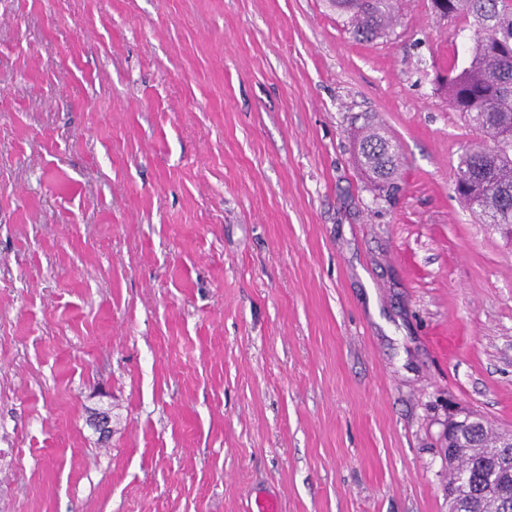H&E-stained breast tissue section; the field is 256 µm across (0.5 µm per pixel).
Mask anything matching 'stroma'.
I'll return each instance as SVG.
<instances>
[{
    "instance_id": "1",
    "label": "stroma",
    "mask_w": 512,
    "mask_h": 512,
    "mask_svg": "<svg viewBox=\"0 0 512 512\" xmlns=\"http://www.w3.org/2000/svg\"><path fill=\"white\" fill-rule=\"evenodd\" d=\"M469 44L430 0L371 42L326 0H0V512H448L449 416L512 428ZM360 157L364 168L384 187L397 171V149L377 127L365 132L360 141Z\"/></svg>"
}]
</instances>
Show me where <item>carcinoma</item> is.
I'll return each instance as SVG.
<instances>
[{
	"mask_svg": "<svg viewBox=\"0 0 512 512\" xmlns=\"http://www.w3.org/2000/svg\"><path fill=\"white\" fill-rule=\"evenodd\" d=\"M399 0H329L359 40L388 35L398 21ZM434 13L462 17L473 29L467 62L448 65L449 106L468 118L490 143L466 150L455 173V191L485 224L512 225V0H431ZM364 168L383 185L397 171V149L373 127L360 141ZM476 447L461 460L448 482L469 483L473 494L465 512H485L502 488L483 462L495 451V438L480 427L471 433Z\"/></svg>",
	"mask_w": 512,
	"mask_h": 512,
	"instance_id": "1",
	"label": "carcinoma"
}]
</instances>
